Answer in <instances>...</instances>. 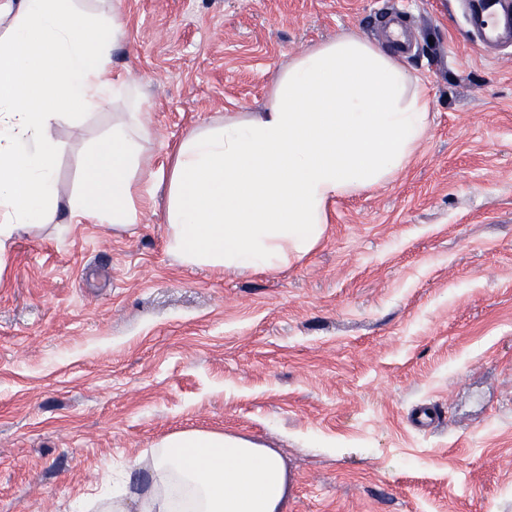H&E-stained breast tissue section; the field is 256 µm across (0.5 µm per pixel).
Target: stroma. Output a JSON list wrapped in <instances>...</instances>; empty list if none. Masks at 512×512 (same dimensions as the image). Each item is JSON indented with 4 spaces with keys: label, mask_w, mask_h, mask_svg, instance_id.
Returning a JSON list of instances; mask_svg holds the SVG:
<instances>
[{
    "label": "stroma",
    "mask_w": 512,
    "mask_h": 512,
    "mask_svg": "<svg viewBox=\"0 0 512 512\" xmlns=\"http://www.w3.org/2000/svg\"><path fill=\"white\" fill-rule=\"evenodd\" d=\"M404 59L432 125L391 183L337 200L275 272L180 266L164 190L130 230L85 220L0 260V512H74L110 464L170 434L276 450L288 512H512V46L478 50L470 0H123L117 72L145 99L157 172L195 128L260 107L275 74L347 31ZM61 125L62 197L88 145ZM420 404L440 420L421 432Z\"/></svg>",
    "instance_id": "1"
}]
</instances>
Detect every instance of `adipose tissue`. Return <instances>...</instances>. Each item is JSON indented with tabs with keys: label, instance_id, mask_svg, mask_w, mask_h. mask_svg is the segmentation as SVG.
<instances>
[{
	"label": "adipose tissue",
	"instance_id": "1",
	"mask_svg": "<svg viewBox=\"0 0 512 512\" xmlns=\"http://www.w3.org/2000/svg\"><path fill=\"white\" fill-rule=\"evenodd\" d=\"M120 9L78 0H0V256L30 228L91 219L124 231L151 138L143 102L115 73ZM117 107L83 157L79 190L60 202L59 125ZM431 124L427 88L403 59L351 33L309 47L276 74L264 107L188 132L159 179L166 249L192 268L268 273L321 242L340 198L390 183ZM288 469L270 448L184 431L113 471L76 512H287Z\"/></svg>",
	"mask_w": 512,
	"mask_h": 512
}]
</instances>
